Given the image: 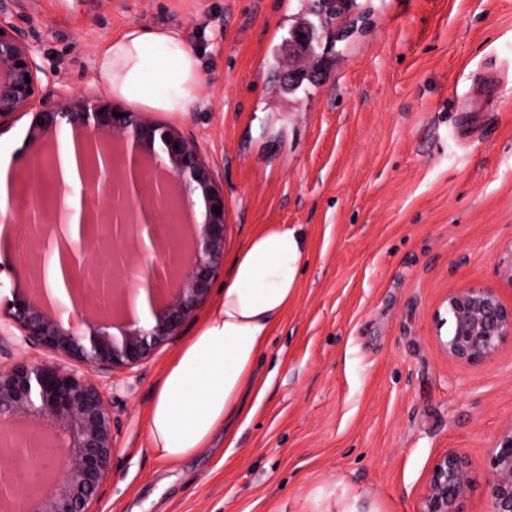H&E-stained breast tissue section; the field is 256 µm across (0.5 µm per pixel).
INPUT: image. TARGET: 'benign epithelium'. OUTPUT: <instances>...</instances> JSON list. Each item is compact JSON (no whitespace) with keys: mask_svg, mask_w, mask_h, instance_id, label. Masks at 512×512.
<instances>
[{"mask_svg":"<svg viewBox=\"0 0 512 512\" xmlns=\"http://www.w3.org/2000/svg\"><path fill=\"white\" fill-rule=\"evenodd\" d=\"M289 49L298 50L288 57L290 70L308 67L314 53L308 31L294 34ZM39 71L25 32L0 9V120L33 111L27 138L43 146L33 162L39 173L45 171L40 159L56 150L66 130L83 162L80 254L67 246L73 211L56 204L43 213L69 258L68 303L46 298L43 288L31 290L44 279L41 257L23 263L26 285L13 289L6 311L28 341L61 361L0 366V447L25 448L39 457L36 481L15 497L13 512H92L112 459L114 423L89 373L140 364L178 335L206 301L224 267L225 214L214 210L224 206V190L197 141L175 126L152 122L102 96L62 106L35 103ZM157 265L166 287L146 289L149 316L142 319L141 278ZM446 311L448 319L437 318V327L450 323L441 345L456 362H488L512 340V304L495 288H453ZM66 358L84 371L63 363ZM59 456L67 462L60 475ZM433 467L421 512H460L471 488L468 461L451 450ZM489 490L493 512H512V426L492 448Z\"/></svg>","mask_w":512,"mask_h":512,"instance_id":"1","label":"benign epithelium"}]
</instances>
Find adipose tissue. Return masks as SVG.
<instances>
[{"mask_svg":"<svg viewBox=\"0 0 512 512\" xmlns=\"http://www.w3.org/2000/svg\"><path fill=\"white\" fill-rule=\"evenodd\" d=\"M201 58L176 30L136 24L102 48L99 84L113 97L181 116L204 92ZM308 254L305 236L268 224L235 254L228 280L160 377L146 417L149 451L171 464L213 447L234 419L251 418L243 397L263 396L255 369L293 303Z\"/></svg>","mask_w":512,"mask_h":512,"instance_id":"adipose-tissue-1","label":"adipose tissue"}]
</instances>
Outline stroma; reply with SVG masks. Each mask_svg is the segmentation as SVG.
Wrapping results in <instances>:
<instances>
[{
    "instance_id": "35a3bbf8",
    "label": "stroma",
    "mask_w": 512,
    "mask_h": 512,
    "mask_svg": "<svg viewBox=\"0 0 512 512\" xmlns=\"http://www.w3.org/2000/svg\"><path fill=\"white\" fill-rule=\"evenodd\" d=\"M310 0H9L40 67L37 97L100 96L103 44L125 27L180 30L200 48L206 101L148 112L195 139L224 189V259L266 224L309 243L296 302L273 331L272 385L235 447L169 465L145 417L188 322L142 364L99 371L115 424L95 512H421L436 458L471 464L461 512H492L491 449L512 426V342L448 358L435 314L452 288L512 303V0H352L315 83L282 98L285 42ZM32 116L0 123V159L28 171ZM0 235V305L21 274ZM53 361L0 320V364Z\"/></svg>"
}]
</instances>
